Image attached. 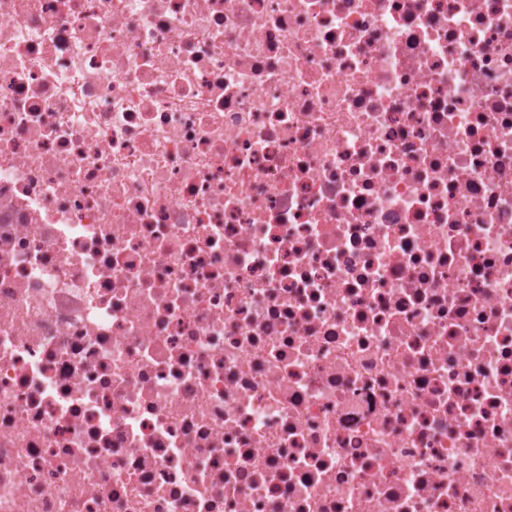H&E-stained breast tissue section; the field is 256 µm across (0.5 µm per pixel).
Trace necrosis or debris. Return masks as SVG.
Here are the masks:
<instances>
[{"instance_id":"obj_1","label":"necrosis or debris","mask_w":512,"mask_h":512,"mask_svg":"<svg viewBox=\"0 0 512 512\" xmlns=\"http://www.w3.org/2000/svg\"><path fill=\"white\" fill-rule=\"evenodd\" d=\"M0 512H512V0H0Z\"/></svg>"}]
</instances>
